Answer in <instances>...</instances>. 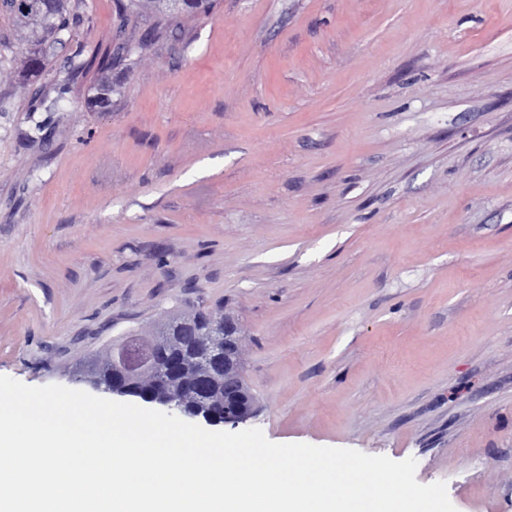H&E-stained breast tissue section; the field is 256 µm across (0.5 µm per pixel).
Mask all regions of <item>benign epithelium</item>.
Listing matches in <instances>:
<instances>
[{
    "mask_svg": "<svg viewBox=\"0 0 512 512\" xmlns=\"http://www.w3.org/2000/svg\"><path fill=\"white\" fill-rule=\"evenodd\" d=\"M196 318L186 311L174 320L163 319L164 330L191 328ZM243 331L231 315L215 319L208 330L195 337L201 356L191 371H182L181 380L173 383L169 375L174 364L164 367L156 355L154 342L132 347L128 344L111 350L101 358L110 367V379L89 377L87 382L105 393L158 406L179 417L194 419L206 413L210 426L237 427L257 415L255 402L243 403L242 372ZM224 387V395L217 394V386Z\"/></svg>",
    "mask_w": 512,
    "mask_h": 512,
    "instance_id": "benign-epithelium-1",
    "label": "benign epithelium"
}]
</instances>
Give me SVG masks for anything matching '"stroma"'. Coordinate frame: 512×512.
Here are the masks:
<instances>
[{"label":"stroma","mask_w":512,"mask_h":512,"mask_svg":"<svg viewBox=\"0 0 512 512\" xmlns=\"http://www.w3.org/2000/svg\"><path fill=\"white\" fill-rule=\"evenodd\" d=\"M119 7L69 0L30 78L0 2V375L88 393L220 306L268 440L512 512V0H217L98 112Z\"/></svg>","instance_id":"stroma-1"}]
</instances>
